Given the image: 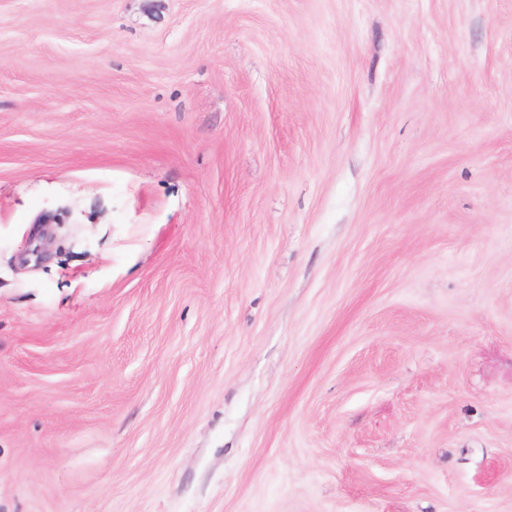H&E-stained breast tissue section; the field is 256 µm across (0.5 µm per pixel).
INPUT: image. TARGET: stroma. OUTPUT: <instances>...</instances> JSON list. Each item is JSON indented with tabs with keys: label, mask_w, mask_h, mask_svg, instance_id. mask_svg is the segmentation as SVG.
<instances>
[{
	"label": "stroma",
	"mask_w": 512,
	"mask_h": 512,
	"mask_svg": "<svg viewBox=\"0 0 512 512\" xmlns=\"http://www.w3.org/2000/svg\"><path fill=\"white\" fill-rule=\"evenodd\" d=\"M0 512H512V0H0Z\"/></svg>",
	"instance_id": "stroma-1"
}]
</instances>
